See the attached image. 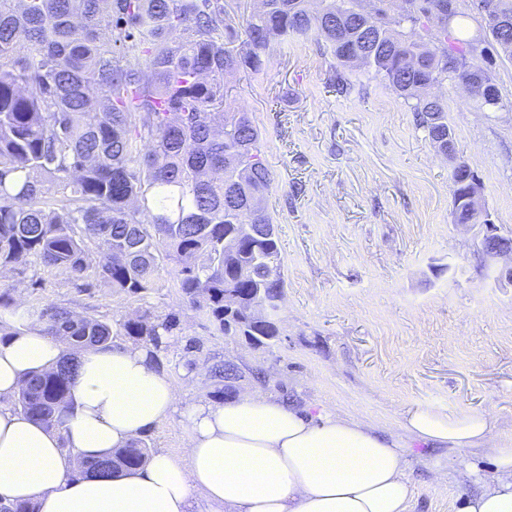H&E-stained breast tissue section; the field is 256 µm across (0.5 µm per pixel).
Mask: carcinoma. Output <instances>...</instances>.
Wrapping results in <instances>:
<instances>
[{
  "label": "carcinoma",
  "mask_w": 512,
  "mask_h": 512,
  "mask_svg": "<svg viewBox=\"0 0 512 512\" xmlns=\"http://www.w3.org/2000/svg\"><path fill=\"white\" fill-rule=\"evenodd\" d=\"M259 2L238 29L222 0H0V273L37 262L89 291L93 245L101 281L142 300L172 263L183 303L217 334L253 348L278 343V319L252 313L258 300L283 298L263 205L271 177L248 113L224 116V76L262 71L273 41L312 32L340 66L386 81L446 155L448 105L429 89L465 78L448 61L481 71L483 56L471 40L450 53L417 30L425 18L448 34L454 0H405L391 15L385 0H323L316 13L310 0ZM15 293L0 283V332L10 316L68 344L57 367L25 378L15 398L48 429L70 410L80 352L127 336L153 363L181 334L173 314L145 309L113 322L58 304L23 309ZM183 351L191 373L203 346L190 338ZM209 360L210 397L234 399L242 367ZM148 449L135 439L106 459L133 469Z\"/></svg>",
  "instance_id": "cac0c4a2"
}]
</instances>
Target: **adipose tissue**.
Segmentation results:
<instances>
[{"label":"adipose tissue","instance_id":"adipose-tissue-1","mask_svg":"<svg viewBox=\"0 0 512 512\" xmlns=\"http://www.w3.org/2000/svg\"><path fill=\"white\" fill-rule=\"evenodd\" d=\"M64 350L37 323L0 339V500L31 501L38 512H193L199 495L207 512H406L405 455L419 442L455 449L464 473L475 469L471 449H493L495 469L463 512H512V445L495 441L486 414L417 407L385 437L337 413L315 420L251 393L181 412L175 385L146 348L117 341L79 355L73 411L52 430L10 401L22 379L54 368ZM177 411L188 433L182 455L159 451L133 470L74 473V455L112 453Z\"/></svg>","mask_w":512,"mask_h":512}]
</instances>
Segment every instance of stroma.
<instances>
[{
    "instance_id": "35a3bbf8",
    "label": "stroma",
    "mask_w": 512,
    "mask_h": 512,
    "mask_svg": "<svg viewBox=\"0 0 512 512\" xmlns=\"http://www.w3.org/2000/svg\"><path fill=\"white\" fill-rule=\"evenodd\" d=\"M267 58L263 72L225 76L224 109L249 113L271 174L265 207L284 279L280 344L268 351L214 335L184 306L171 266L141 302L102 282L76 292L41 266L43 286L25 290L22 308L66 304L113 321L144 306L173 312L204 353L271 372L270 384L248 377L241 391L272 396L281 386L311 416L349 414L382 432L414 406L451 417L486 411L498 440L511 442L512 285L502 275L512 257L484 252L485 227L453 224L452 163L385 81L349 68V93H336V60L313 35L273 42ZM482 65L498 107L448 82L437 92L498 235L512 238V61L492 52ZM158 362L182 404L207 400V366L186 372L181 338ZM472 455L469 476L456 469L455 449L413 444L408 512H460L494 463L492 449ZM437 467L443 480L432 476Z\"/></svg>"
}]
</instances>
